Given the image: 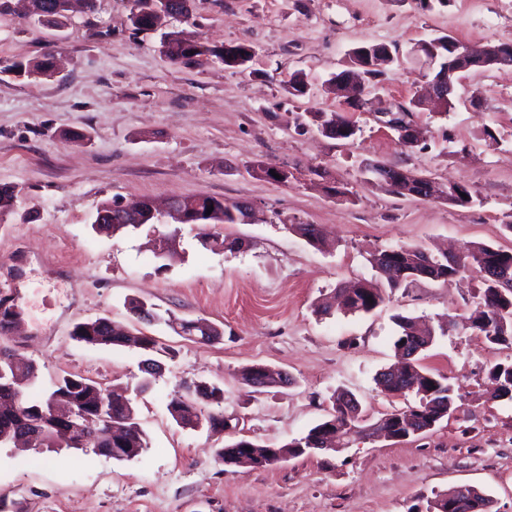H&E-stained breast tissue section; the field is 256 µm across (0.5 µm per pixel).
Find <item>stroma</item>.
I'll list each match as a JSON object with an SVG mask.
<instances>
[{"instance_id": "35a3bbf8", "label": "stroma", "mask_w": 512, "mask_h": 512, "mask_svg": "<svg viewBox=\"0 0 512 512\" xmlns=\"http://www.w3.org/2000/svg\"><path fill=\"white\" fill-rule=\"evenodd\" d=\"M133 0H97L52 28L20 4L0 13V60L55 56L36 81L0 73V186L18 191L0 216V347L39 368L34 391L69 372L106 386L142 379L135 348L73 341L80 322L131 320L130 300L153 304L162 370L134 396L147 448L131 460L74 448L0 446V512H427L437 494L472 485L512 512V399L489 398V367L511 350L466 327L481 292L477 274L442 285L418 281L367 314L315 307L339 283L371 278L370 253L401 245L431 253L483 243L512 248V69L472 72L445 112L416 110L424 147L406 148L379 122L407 103L426 66L415 43L449 35L468 43L512 41V0H195L174 30L214 45L251 43L243 69L211 61L171 63L153 32H134ZM398 47L400 59L353 110L327 84L366 43ZM303 72L305 94L287 82ZM342 112L353 140L301 126L305 112ZM84 132L74 141L70 131ZM367 161L440 183L469 186L465 207L401 197L374 185ZM287 169L280 182L252 177L256 163ZM210 196L250 202L247 224L145 225L116 235L92 224L100 203H157ZM315 224L334 240L321 250L291 232ZM237 238L238 252L200 234ZM169 235L160 269L152 249ZM204 318L224 331L212 344L176 335L168 315ZM458 327L421 357L464 395L430 433L403 440L352 436L338 451L261 468H228L217 451L247 438L279 446L304 435L346 391L363 415L402 407L376 375L394 361L395 315ZM254 363L287 373L260 393L239 378ZM223 389L225 427L187 428L168 411L196 385ZM27 469H20L22 461Z\"/></svg>"}]
</instances>
